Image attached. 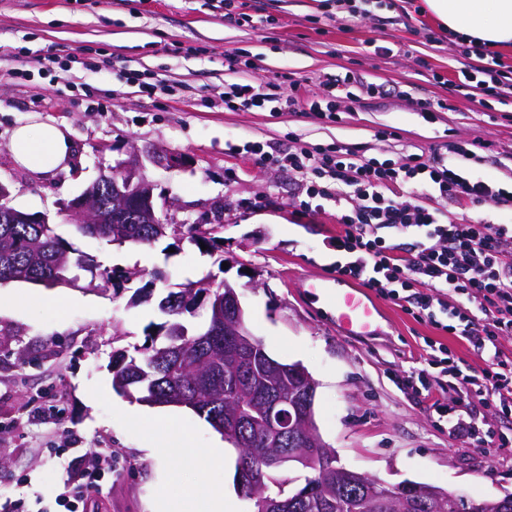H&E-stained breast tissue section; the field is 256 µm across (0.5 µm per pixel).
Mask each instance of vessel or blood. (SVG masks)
Here are the masks:
<instances>
[{"instance_id": "1", "label": "vessel or blood", "mask_w": 512, "mask_h": 512, "mask_svg": "<svg viewBox=\"0 0 512 512\" xmlns=\"http://www.w3.org/2000/svg\"><path fill=\"white\" fill-rule=\"evenodd\" d=\"M309 296L325 305L338 334L373 336L384 317L378 301L367 291L328 275L305 281Z\"/></svg>"}]
</instances>
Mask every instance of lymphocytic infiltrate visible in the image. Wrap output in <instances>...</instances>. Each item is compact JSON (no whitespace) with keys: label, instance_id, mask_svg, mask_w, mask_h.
Returning a JSON list of instances; mask_svg holds the SVG:
<instances>
[{"label":"lymphocytic infiltrate","instance_id":"lymphocytic-infiltrate-1","mask_svg":"<svg viewBox=\"0 0 512 512\" xmlns=\"http://www.w3.org/2000/svg\"><path fill=\"white\" fill-rule=\"evenodd\" d=\"M487 54L477 45L462 50L458 86L496 94L499 73L484 65ZM344 84L341 78L329 80L323 102L262 79L233 82L225 87L224 101L260 110L282 103L335 122L340 115L334 96ZM491 146L486 139L462 140L449 144L448 156L413 154L403 161H380L342 147L282 151L248 142L229 150L294 172L303 209L334 203L338 230L330 245L341 257L338 275L481 349L512 335V225L460 215L468 204L512 207V189L468 176L460 167ZM409 185L420 187L418 201L404 199ZM409 232L414 241H403ZM425 352L423 367L410 371L407 383L427 391L431 379L449 376L466 396L512 415L511 357L497 353L490 364L474 368L431 340Z\"/></svg>","mask_w":512,"mask_h":512}]
</instances>
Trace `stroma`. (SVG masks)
Returning <instances> with one entry per match:
<instances>
[{
  "label": "stroma",
  "mask_w": 512,
  "mask_h": 512,
  "mask_svg": "<svg viewBox=\"0 0 512 512\" xmlns=\"http://www.w3.org/2000/svg\"><path fill=\"white\" fill-rule=\"evenodd\" d=\"M246 21L224 18V0H0V183L18 210L46 214L58 235L101 268L129 273L109 284L80 272L76 282L44 288L0 283V508L22 500L28 512H57L56 496L112 451V472L86 512H152L159 491L194 494L204 512L211 487L235 491L236 449L224 464L200 457L160 467L168 428L211 447L218 433L176 406H150L115 391L114 353L136 354L155 325L159 301L179 285L230 282L246 323L273 358L301 363L317 383L315 419L343 467L396 485L432 484L473 499L512 493V447L474 449L452 436L451 409H480L487 428L512 434V417L467 400L457 385L436 398L405 386L420 367L425 339L444 343L473 366L494 351L512 356V336L479 350L419 321L391 300L377 336H341L301 282L334 274L329 246L336 208L304 212L293 174L227 152L231 143L359 147L366 157L398 160L445 154L449 142L480 137L494 148L467 163L475 177L512 185V86L482 98L456 86L459 44L421 9L422 0H234ZM93 56V71L39 65L46 53ZM251 61L231 72L234 60ZM164 85L139 95L129 70ZM352 75L341 120L224 103L232 81L279 78L322 94L326 80ZM433 105L425 114L423 104ZM50 123L72 145L68 166L39 176L19 166L15 127ZM158 152L188 167L154 163ZM138 157L157 202L173 204L176 223L214 218L219 247L201 249L182 234L152 245L117 246L77 233L62 202L81 194L117 163ZM150 301L136 302L142 287ZM158 439L156 457L144 448Z\"/></svg>",
  "instance_id": "stroma-1"
}]
</instances>
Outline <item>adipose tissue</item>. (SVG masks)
<instances>
[{
  "label": "adipose tissue",
  "mask_w": 512,
  "mask_h": 512,
  "mask_svg": "<svg viewBox=\"0 0 512 512\" xmlns=\"http://www.w3.org/2000/svg\"><path fill=\"white\" fill-rule=\"evenodd\" d=\"M422 9L461 40L491 50L512 44V0H423ZM10 150L22 167L48 173L67 163L71 143L54 125H21L12 132Z\"/></svg>",
  "instance_id": "1"
}]
</instances>
